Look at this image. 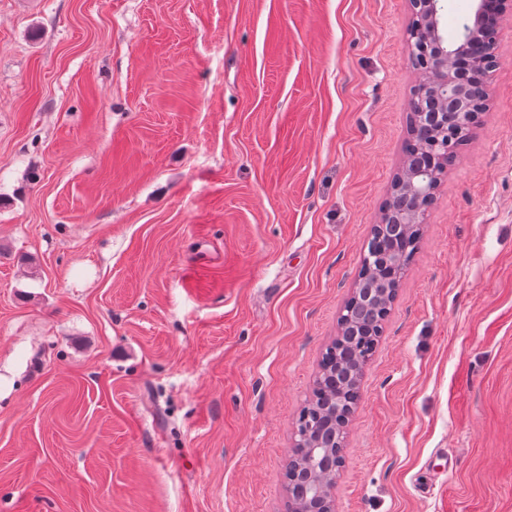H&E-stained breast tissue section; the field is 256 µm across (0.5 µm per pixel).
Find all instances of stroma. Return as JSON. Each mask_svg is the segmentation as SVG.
<instances>
[{
    "label": "stroma",
    "mask_w": 512,
    "mask_h": 512,
    "mask_svg": "<svg viewBox=\"0 0 512 512\" xmlns=\"http://www.w3.org/2000/svg\"><path fill=\"white\" fill-rule=\"evenodd\" d=\"M408 0H0V512H285L403 162ZM336 512H512V18ZM328 401L322 400V392L315 387L313 390V398L303 407L299 416V427L311 426L315 428L317 425L324 423V406Z\"/></svg>",
    "instance_id": "obj_1"
}]
</instances>
